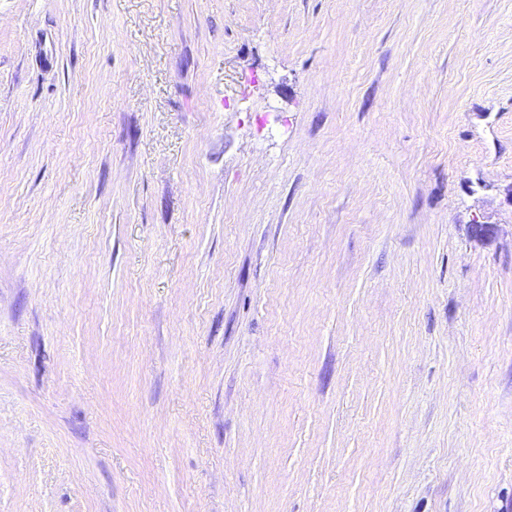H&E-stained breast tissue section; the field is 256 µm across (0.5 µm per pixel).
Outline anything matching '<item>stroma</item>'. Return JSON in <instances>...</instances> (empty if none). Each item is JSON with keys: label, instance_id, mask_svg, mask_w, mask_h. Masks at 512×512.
<instances>
[{"label": "stroma", "instance_id": "stroma-1", "mask_svg": "<svg viewBox=\"0 0 512 512\" xmlns=\"http://www.w3.org/2000/svg\"><path fill=\"white\" fill-rule=\"evenodd\" d=\"M0 512H512V0H0Z\"/></svg>", "mask_w": 512, "mask_h": 512}]
</instances>
